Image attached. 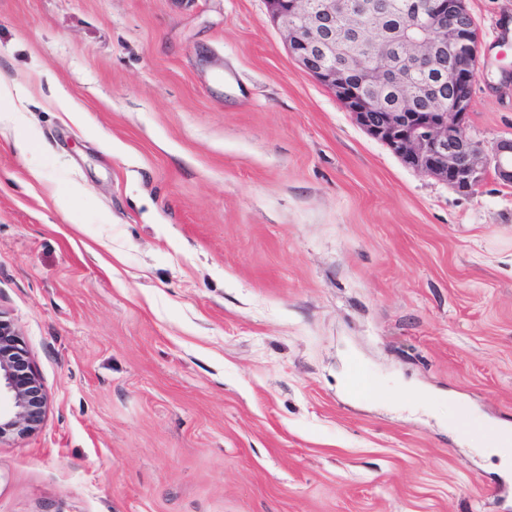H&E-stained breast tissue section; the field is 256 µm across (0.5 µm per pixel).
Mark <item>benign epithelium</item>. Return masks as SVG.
Returning <instances> with one entry per match:
<instances>
[{"instance_id":"obj_1","label":"benign epithelium","mask_w":512,"mask_h":512,"mask_svg":"<svg viewBox=\"0 0 512 512\" xmlns=\"http://www.w3.org/2000/svg\"><path fill=\"white\" fill-rule=\"evenodd\" d=\"M281 25L291 55L331 89L372 138L405 165L462 194L487 174L512 184V138L486 148L468 132L479 31L466 0H400L392 5L413 24L384 26L389 10L376 0H264ZM379 33L361 41L359 27ZM448 58L444 98L438 86L415 77ZM0 441L23 437L43 423L47 396L14 324L0 315Z\"/></svg>"}]
</instances>
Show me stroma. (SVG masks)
<instances>
[{
	"mask_svg": "<svg viewBox=\"0 0 512 512\" xmlns=\"http://www.w3.org/2000/svg\"><path fill=\"white\" fill-rule=\"evenodd\" d=\"M466 5L490 146L512 0ZM0 76V312L47 395L0 512H512L452 415L512 429V185L406 166L263 0H0Z\"/></svg>",
	"mask_w": 512,
	"mask_h": 512,
	"instance_id": "obj_1",
	"label": "stroma"
}]
</instances>
